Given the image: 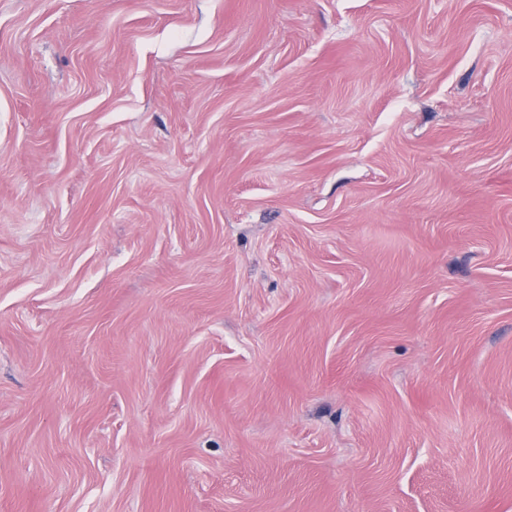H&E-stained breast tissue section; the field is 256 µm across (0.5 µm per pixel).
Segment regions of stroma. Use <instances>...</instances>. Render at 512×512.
<instances>
[{
  "label": "stroma",
  "mask_w": 512,
  "mask_h": 512,
  "mask_svg": "<svg viewBox=\"0 0 512 512\" xmlns=\"http://www.w3.org/2000/svg\"><path fill=\"white\" fill-rule=\"evenodd\" d=\"M0 512H512V0H0Z\"/></svg>",
  "instance_id": "stroma-1"
}]
</instances>
